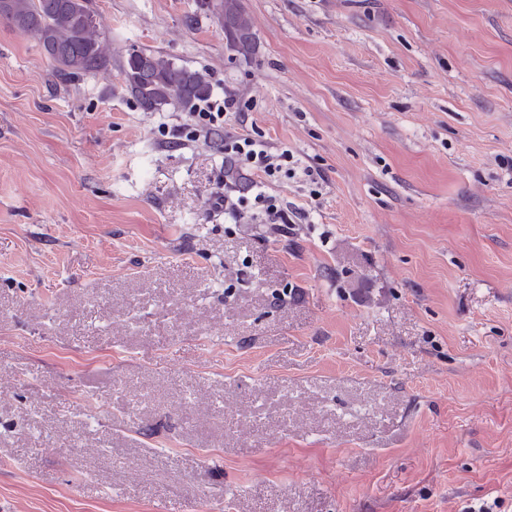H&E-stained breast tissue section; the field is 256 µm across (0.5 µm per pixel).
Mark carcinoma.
<instances>
[{"mask_svg":"<svg viewBox=\"0 0 512 512\" xmlns=\"http://www.w3.org/2000/svg\"><path fill=\"white\" fill-rule=\"evenodd\" d=\"M224 26L226 41L240 40L236 54L249 58L257 49L253 23L244 0H219L218 11L196 7ZM0 21L31 37L64 80L96 74L108 64L97 32L100 21L88 0H0ZM129 94L145 112L166 108L192 110L212 94L198 70L146 49H131L122 64Z\"/></svg>","mask_w":512,"mask_h":512,"instance_id":"cac0c4a2","label":"carcinoma"}]
</instances>
